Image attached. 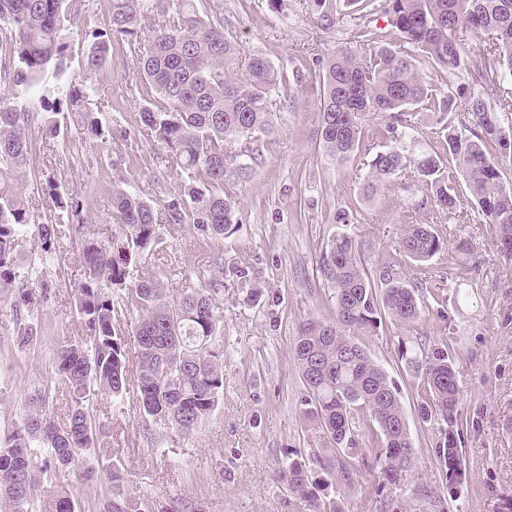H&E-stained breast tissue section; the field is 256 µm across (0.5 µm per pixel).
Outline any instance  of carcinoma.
I'll return each mask as SVG.
<instances>
[{"instance_id":"obj_1","label":"carcinoma","mask_w":512,"mask_h":512,"mask_svg":"<svg viewBox=\"0 0 512 512\" xmlns=\"http://www.w3.org/2000/svg\"><path fill=\"white\" fill-rule=\"evenodd\" d=\"M110 0V28L91 32L86 57L91 73L101 70L116 44L140 38L142 20L153 15L151 33L138 50L142 75L141 122L165 152V176L174 189L163 205L128 193L113 181L112 231L97 240L80 224L85 200L47 183L58 212L53 224L30 222L23 185L28 172L32 126L61 133L55 119L59 98L40 92L44 75L65 73V32L89 11V0H0V30L13 49L0 55V294L13 299L12 340L25 347L38 337L34 312L49 299V283L20 272L19 237L34 232L44 257L79 243L84 278L73 286V302L83 336L54 352L55 380L69 401L67 415L54 418L49 391L28 397L22 427L0 438V501L9 512H75L71 493L57 488L56 470L93 454L112 456L97 418L95 401L127 395L130 357L114 325V292L139 313L133 334L136 399L143 421L190 436L224 396V348L215 343L224 317L216 295L224 288V263L215 251L204 286L185 288L169 298L151 275L133 278L143 257L161 244V224H191L215 245L232 235L235 202L214 188L229 170L224 142L241 143V155L255 160L253 139L272 127V92L279 72L267 57L241 55L218 19L198 15L195 0ZM317 23L336 25L327 0H310ZM381 12L396 45L366 44L339 49L320 75L319 125L331 157L357 156L366 118L380 120L375 132L390 142L368 163V193L403 177L438 208L448 223L459 217L460 182L471 197L475 224H486L500 255L512 262V184L504 182L502 161L512 159V0H383ZM457 77L470 79L446 92L430 88L417 73L418 58ZM438 113L445 131L442 152L417 153L407 142L412 118ZM453 164L443 165L442 156ZM448 249V239L430 224H407L398 250L425 262ZM321 273L331 289L328 316H310L299 325L291 351L304 393L301 413L315 425L323 448L285 454L278 480L304 512H343L336 486L355 484L353 466L331 467L325 450L349 459L371 454L387 483L399 485L413 467L415 451L396 383L358 342L359 333L378 328L382 316L410 326L424 310L419 289L389 262L373 279L365 271L354 240L333 235L323 251ZM398 355L422 378L416 414L441 435L434 453L454 488L464 476L459 448V366L443 340L417 358L406 343ZM367 438L361 443L359 439ZM112 490L97 512H144L147 506L125 493L121 470L113 468Z\"/></svg>"}]
</instances>
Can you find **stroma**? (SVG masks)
I'll use <instances>...</instances> for the list:
<instances>
[{"instance_id":"1","label":"stroma","mask_w":512,"mask_h":512,"mask_svg":"<svg viewBox=\"0 0 512 512\" xmlns=\"http://www.w3.org/2000/svg\"><path fill=\"white\" fill-rule=\"evenodd\" d=\"M200 14L224 19V31L244 55H265L283 82L273 94V130L254 142L255 160L246 175L230 173L224 193L237 204L236 231L224 242L225 269L249 272L262 291L257 303L225 277L216 302L224 313V400L190 437L142 420L135 397L120 407L99 398L97 414L119 452L116 464L124 489L149 504L179 500L200 512H299L300 503L275 480L287 450L318 448L323 439L300 412L303 385L290 351L299 322L325 313L327 285L320 257L342 228L332 224L341 210L351 213L345 230L358 243L363 265L375 274L385 262L423 284L427 310L421 320L400 327L383 320L360 336L368 355L396 382L416 451L402 488L381 484L373 458L356 460L357 478L370 487L339 486L344 512H507L512 504V265L497 253L487 226L449 224L446 213L425 204L416 188L397 182L374 195L364 191L366 161L383 142L365 134L360 159L339 160L322 148L318 113L319 71L337 49L354 46L356 23L347 0H331L338 22L324 29L308 0H285L273 10L268 0H196ZM109 0H90V9L66 34L68 69L46 74L52 96L88 88L83 109L92 113L107 140L77 141L75 133L53 137L32 127L31 164L24 183L32 223L55 220L46 185L80 193L84 232L101 239L112 229V181L123 173L128 191L162 201L170 196L157 163L159 145L140 120L139 64L134 51L114 48L112 64L97 73L84 67L92 30L107 28ZM432 225L440 236L467 239L469 253L449 249L424 265L398 253L406 222ZM163 243L139 267L155 274L167 294L201 287L212 247L192 225H161ZM83 274L81 253L71 245L43 270L53 295L38 313L41 338L20 348L11 341L13 312L0 296V434L20 425L27 397L50 386L53 353L61 342L81 336L72 289ZM447 336L460 363V448L465 476L448 489L436 461L435 428L420 424L414 404L419 379L398 358L399 342L430 348ZM56 483L73 491L81 512H94L111 485L102 467L79 476L59 469Z\"/></svg>"}]
</instances>
